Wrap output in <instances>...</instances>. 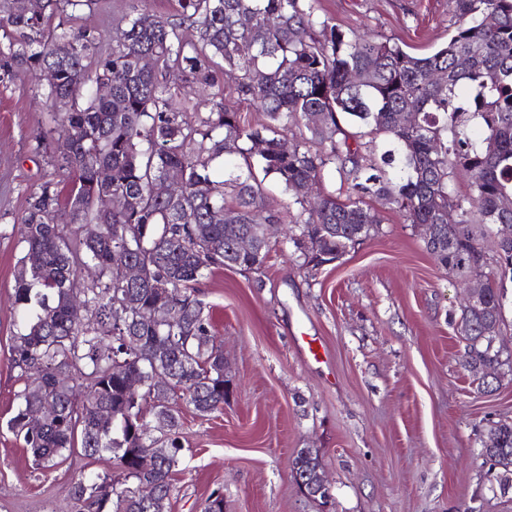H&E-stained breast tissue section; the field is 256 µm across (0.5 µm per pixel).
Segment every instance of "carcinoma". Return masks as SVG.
I'll use <instances>...</instances> for the list:
<instances>
[{"label": "carcinoma", "mask_w": 512, "mask_h": 512, "mask_svg": "<svg viewBox=\"0 0 512 512\" xmlns=\"http://www.w3.org/2000/svg\"><path fill=\"white\" fill-rule=\"evenodd\" d=\"M129 2L106 44L97 29L74 25L72 10L91 0H42L36 14L25 0H0V69L19 79L56 73L45 93L52 126L38 133L53 145L52 172L29 194L18 229L29 272L15 279L20 320L10 358L27 384L6 429L43 468L77 450L112 456L122 478L72 482L73 512H155L135 498L144 480L171 498L183 450L178 401L205 416L227 397L199 281L212 267L263 273L266 224L289 225L309 278L378 231L368 197L437 225L426 252L460 284L471 275L487 281L482 307L463 310L457 332L466 340L464 367L494 391L486 369L499 349L483 328L491 318L504 323V279H512V246L494 238L496 225L512 224V209L502 207L512 198V0H454V31L424 55L320 21L304 0H177L173 20ZM65 23L69 31L58 32ZM226 72L235 81L221 87ZM354 73L364 81L353 83ZM183 83L218 87L215 111L190 117L174 106ZM104 84L112 97L100 94ZM243 100L268 124L246 125ZM400 112L416 122L399 125ZM233 154L246 172L213 179L211 164ZM329 163L340 187L313 202L300 187L321 182ZM100 166L110 173L107 189L137 206L100 208ZM172 169L183 175L180 193L154 194ZM256 169L291 193L285 211L265 209ZM458 171L470 178L463 198L450 188ZM85 224L99 233L84 236ZM247 234L257 250L241 255L235 240ZM129 261L151 278L124 281ZM87 265L97 279L82 277ZM75 299L86 305L81 322L71 316ZM129 377L144 381L136 396ZM35 407L46 416L38 428L28 421ZM154 446L168 452L146 465ZM480 447L490 469L512 474V423L493 424ZM292 467L314 495L318 451L298 453Z\"/></svg>", "instance_id": "obj_1"}]
</instances>
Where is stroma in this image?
Instances as JSON below:
<instances>
[{
	"instance_id": "stroma-1",
	"label": "stroma",
	"mask_w": 512,
	"mask_h": 512,
	"mask_svg": "<svg viewBox=\"0 0 512 512\" xmlns=\"http://www.w3.org/2000/svg\"><path fill=\"white\" fill-rule=\"evenodd\" d=\"M320 18L431 52L454 28L453 0H312ZM46 82L0 79V512H70L74 478L117 474L112 460L69 456L36 468L3 424L23 386L10 361L23 248L13 234L50 170L36 133L50 117ZM378 232L306 278L270 237L264 287L218 267L199 283L224 354L228 397L202 417L181 410L183 456L168 512H512V474L490 471L479 444L512 422V366L494 392L462 365L460 288L419 230L379 208ZM300 448L320 452L329 506L291 474Z\"/></svg>"
}]
</instances>
